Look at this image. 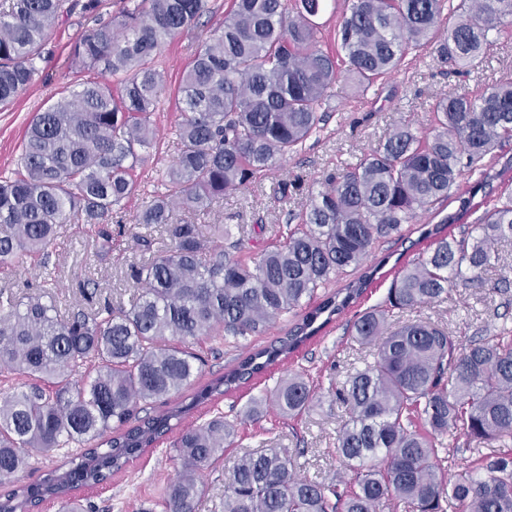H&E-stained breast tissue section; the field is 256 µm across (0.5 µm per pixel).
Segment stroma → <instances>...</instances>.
Segmentation results:
<instances>
[{"label": "stroma", "instance_id": "35a3bbf8", "mask_svg": "<svg viewBox=\"0 0 512 512\" xmlns=\"http://www.w3.org/2000/svg\"><path fill=\"white\" fill-rule=\"evenodd\" d=\"M230 0H208V11L198 29L183 33L162 49L157 67L165 77L157 108L152 116L157 129L155 143L143 150V162L137 171L141 190L125 204L122 223L112 227V252L107 259L94 255L96 227L92 224H68L67 231L50 247L48 258L32 255L23 264L0 267V290L20 298L40 294L45 283H52L59 308L90 310L104 303L129 304L138 294L126 278L131 262L141 257L134 245L143 234L136 216L150 200L153 192L162 190L169 166L179 152L176 126L181 117L175 99L184 70L193 61L202 40L218 30L229 10ZM94 19L75 13L60 18L49 31L45 58L29 89L12 104L0 108V175L17 170L21 144L26 128L36 112L44 110L60 96L67 94L73 81L69 50L72 41ZM512 74V36L502 38L483 67L460 76L441 71L427 53L408 57L398 73L389 75L367 90L351 81L337 79L327 91L326 119L321 130L306 141L297 154L279 166L236 190L225 194L222 201L206 211L175 209V221H188L208 231L213 224L238 226L237 236L243 255L254 257L276 244L290 217L305 212L310 184L327 173L356 163L364 154L383 143L395 127L411 125L420 133H428L431 125L430 106L441 96L460 90L481 93L496 80ZM287 185V196H280L279 185ZM440 220L436 211L423 212L415 222L404 225L402 235L376 244L369 263L383 256L392 261L382 270L356 307L325 326L287 360L277 362L248 385L217 400L201 399L210 382L237 365L249 352L274 342L326 296L343 288L347 275L333 277L319 288L302 308L282 314L273 327L260 336H248L230 342L210 336L195 346L202 362L191 384L177 394V401L189 404L185 424L202 422L212 412H222L240 434L237 443L227 448L224 458L207 470L203 479L207 493L198 512H224V474L236 458L246 452L266 448H286L296 453L298 472L322 483H343L351 478L343 467L336 438L348 418L344 406L329 401L316 403L298 417H287L275 409H267L256 422L245 420L244 411L251 398L261 396L281 380L301 374L312 386L343 384L348 376L373 359L374 348L354 341L348 325L358 311L388 303V291L397 275L399 262L409 261L415 254L431 249L430 240L420 239L417 228ZM155 246L167 243L163 227L148 230ZM498 259L489 268L482 285L453 288L439 300L414 311L391 310L389 328H397L409 320L421 319L448 331L459 343L477 336L492 337L512 332V240L496 247ZM94 280L98 288L93 296H85L81 288L85 280ZM173 435L154 448L134 458L128 468L115 473L110 482L81 496L97 505L99 512H163L161 492L174 477L179 463L174 456Z\"/></svg>", "mask_w": 512, "mask_h": 512}]
</instances>
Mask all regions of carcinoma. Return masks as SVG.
Wrapping results in <instances>:
<instances>
[{
  "instance_id": "cac0c4a2",
  "label": "carcinoma",
  "mask_w": 512,
  "mask_h": 512,
  "mask_svg": "<svg viewBox=\"0 0 512 512\" xmlns=\"http://www.w3.org/2000/svg\"><path fill=\"white\" fill-rule=\"evenodd\" d=\"M325 0H232L224 25L203 42L183 72L177 98L180 154L167 188L137 216L166 227L169 243L130 265L139 289L129 306L61 313L42 297L20 300L0 291V376L28 384L0 397V485L59 448L77 446L69 470L50 471L35 488L0 496V512H32L53 499L59 512H92L73 490L105 482L181 424L190 406L140 416L166 401L198 372L192 344L222 334L239 339L267 331L302 306L331 276L357 269L374 245L401 236L402 225L455 197L459 212L424 236L434 248L400 270L388 292L393 308L412 310L459 284L477 286L512 238V199L487 209L460 237L438 236L471 209L491 184L486 158L512 139V78L473 95L431 104L433 123L421 135L397 127L376 149L310 193L301 222L278 244L246 261L234 228L172 221L177 205L206 210L253 177L273 169L320 131L328 88L352 74L370 88L426 48L440 68L467 73L494 53L512 0H351L336 29L337 58L321 48L313 21ZM81 7L95 16L70 48L78 76L68 94L37 113L22 142L19 169L0 176V267L41 253L77 218L100 226L96 254L112 251V218L137 189L140 151L155 142L151 120L164 76L155 60L175 35L193 30L207 0H123L104 21L99 0H9L0 11V106L34 81L45 37L59 18ZM454 22L439 29L445 12ZM479 178L459 192L465 173ZM230 249H224V240ZM373 279L366 272L306 313L275 344L249 353L207 386L204 398L250 381L315 335L323 313H343ZM353 339L377 346L374 362L327 393L348 420L336 448L351 481L325 484L298 474L286 448L238 458L224 476V512H512V452L448 474L446 441L480 446L512 437V336L474 339L457 347L445 330L419 320L391 330L387 313L367 309ZM315 391L301 375L251 400L255 419L271 402L282 413L310 410ZM176 424H171V420ZM114 436L107 432L131 421ZM236 426L217 412L183 428L173 443L180 469L163 489L165 512H198L205 470L224 458Z\"/></svg>"
}]
</instances>
